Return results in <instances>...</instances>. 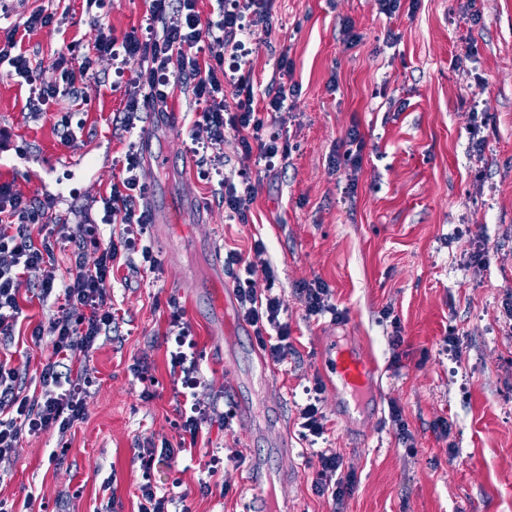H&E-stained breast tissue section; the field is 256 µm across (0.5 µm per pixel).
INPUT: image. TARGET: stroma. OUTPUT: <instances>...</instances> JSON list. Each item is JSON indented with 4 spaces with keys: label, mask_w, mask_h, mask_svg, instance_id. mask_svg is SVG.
<instances>
[{
    "label": "stroma",
    "mask_w": 512,
    "mask_h": 512,
    "mask_svg": "<svg viewBox=\"0 0 512 512\" xmlns=\"http://www.w3.org/2000/svg\"><path fill=\"white\" fill-rule=\"evenodd\" d=\"M68 11L66 34L48 28L22 47L51 65L64 41L93 50L96 32L85 0H16L12 21L36 7ZM148 0H106L103 12L115 35L146 27ZM353 24L360 39L345 47ZM395 44H386V33ZM245 67L258 94L277 91L276 52L294 62L298 94L284 111L266 115L285 130L291 150L274 170L243 158L233 133L224 136V176L247 171L258 187L249 223L229 220L213 200L217 180L203 181L199 155L171 112H194L192 93H175L166 110L148 111L154 150L167 154L166 171L143 166L141 178L158 189V221L143 237L159 260L143 272L140 254L114 273L112 304L118 328L98 338L73 370L91 380L86 418L66 432L27 436L14 455L0 459V499L16 512H138L137 446L178 444L165 338L169 299L191 324L199 350L202 400L225 411L236 390L224 379V352L241 356L246 376L257 363L252 337L224 334L205 280L226 273L215 253L252 255L258 294L280 295L295 351L273 366L266 387L246 398L271 407L269 424H283L288 456L271 454L267 438L220 420L204 425L192 454L154 472L158 495L185 499L192 512H242L244 467L230 456L268 458L278 475L279 498L295 512H512V0H401L393 18L379 0H275L271 31H256ZM27 88L0 69V127L24 148L25 166L1 169L28 196L53 197L52 221L76 224L72 209L105 196L120 175L121 133L112 123L122 95L89 85L74 120L83 130L71 150L87 152L89 170L45 155L66 154L54 128L63 111L50 104L31 117ZM365 139L358 172L335 169L331 158L351 127ZM192 167H184L183 159ZM490 250L484 266L473 252ZM276 279H268L265 265ZM322 279L345 326L330 315L306 312L299 287ZM20 333L9 345L13 363L37 369L51 337L33 344L37 324L60 314L61 304L21 295ZM392 310L403 341L392 346ZM454 344H446V336ZM348 337L375 369L379 412L347 427L336 414L334 376L326 361L337 337ZM149 365L159 382L147 390L131 372ZM324 386L327 431L317 447L340 452L356 476L343 504L312 489L317 459L301 440L297 406L315 381ZM400 409L410 435L402 441L391 417ZM446 420L448 437L434 429ZM61 452L51 460V452ZM224 457L223 474L210 475L212 453Z\"/></svg>",
    "instance_id": "stroma-1"
}]
</instances>
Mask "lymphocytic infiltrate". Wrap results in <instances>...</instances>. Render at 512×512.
Instances as JSON below:
<instances>
[{
    "instance_id": "obj_1",
    "label": "lymphocytic infiltrate",
    "mask_w": 512,
    "mask_h": 512,
    "mask_svg": "<svg viewBox=\"0 0 512 512\" xmlns=\"http://www.w3.org/2000/svg\"><path fill=\"white\" fill-rule=\"evenodd\" d=\"M272 6L273 0H217L206 18L198 0H150L146 28L134 27L118 36L110 25L92 17L97 32L93 54L62 53L47 69L33 64L20 46L25 35L35 31L63 30L68 23L66 15L35 8L22 25L7 28L0 39V67L28 86V105L35 116L45 115L47 104L60 98L84 100L85 84H108L121 91L124 101L113 120L131 135L121 177L102 199L100 220H85L72 230L56 233L54 225L46 221L45 200L27 196L16 181H0V340L10 341L15 334L21 290L36 292L44 300L53 296L63 299L67 307L62 316L50 320L48 326H36L31 334L36 343L46 335L53 338L52 351L39 374L40 394L25 393L27 366L0 360V458L15 454L24 436L51 429L63 433L85 420V384L74 379L72 365L75 359L88 356L99 337L110 335L117 320L112 310L114 269L122 256L134 252L140 253L146 271L153 273L159 268L152 251L141 244L149 216L141 206L145 186L140 181L137 142L132 138L150 102L164 103L175 91L191 90L199 109L189 121V136L193 144L207 151L201 160V174H221L215 194L225 213L238 223H248L257 187L244 176L236 181L223 177L224 135L234 132L244 156L256 157L266 168L275 167L288 154V138L267 133L259 113L282 111L288 98L298 92L292 84L258 97L253 82L234 65L247 54L244 35L269 28ZM100 59L111 61V71L97 69ZM132 63L137 66L135 75L124 79V71ZM35 224L42 239L31 234ZM106 224L122 225L121 236L105 235L102 227ZM56 235L71 248L70 266L63 276L52 252L51 239ZM90 251L96 255L91 264L86 261ZM224 266L241 272L235 285L238 318L252 325L270 361L283 363L293 348L288 324L282 319L286 310L283 299L257 295L249 278L251 264L240 251H227ZM167 335L175 344L170 374L179 386L178 448H192L213 411L196 393L202 354L181 308H172ZM323 392L322 383H315L299 410L301 435L312 443L326 432ZM176 450L167 445L138 449L136 458L142 471L138 512H169L167 499L153 490L152 474L158 465L170 463ZM317 458L313 491L343 502L354 492V473L346 471L340 453L321 451Z\"/></svg>"
}]
</instances>
